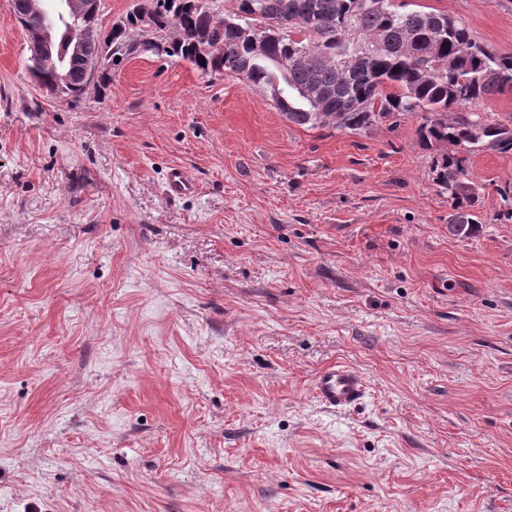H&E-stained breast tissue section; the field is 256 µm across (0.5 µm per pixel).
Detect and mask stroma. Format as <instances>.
<instances>
[{"mask_svg": "<svg viewBox=\"0 0 512 512\" xmlns=\"http://www.w3.org/2000/svg\"><path fill=\"white\" fill-rule=\"evenodd\" d=\"M408 2L512 54V0ZM26 57L0 0V512H512V152L458 238L420 116L305 128L151 54L69 103ZM198 189L195 178L182 168H174L170 172L167 190L172 197L190 195ZM366 387L365 378L357 369L336 361L319 371L314 392L323 406L342 412L362 400Z\"/></svg>", "mask_w": 512, "mask_h": 512, "instance_id": "1", "label": "stroma"}]
</instances>
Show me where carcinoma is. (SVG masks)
I'll use <instances>...</instances> for the list:
<instances>
[{
    "instance_id": "cac0c4a2",
    "label": "carcinoma",
    "mask_w": 512,
    "mask_h": 512,
    "mask_svg": "<svg viewBox=\"0 0 512 512\" xmlns=\"http://www.w3.org/2000/svg\"><path fill=\"white\" fill-rule=\"evenodd\" d=\"M216 0H152L154 47L169 46L165 55L190 62L207 76H234L270 95L289 122L307 128L360 132L401 115L421 114L420 139L429 144L460 146L464 154L444 155L436 164L438 185L453 199L472 201L468 155L485 149L512 151V115L488 121L461 107L489 95L512 90V55H500L471 38L459 20L440 11L408 10L403 0H234V9L217 17ZM15 17L34 29L49 28L55 38L53 57L28 49V71L41 84L63 62L71 86L60 97L80 100L86 93L83 57L99 44L112 48L109 69L137 52L130 32L140 10L132 8L102 30L99 15L84 14L75 27L61 17L28 13L26 0H12ZM85 42L84 56H75L69 36ZM263 37L265 54H254L252 39ZM381 50L342 74L326 61L358 46ZM288 60L281 68L280 60ZM311 85L331 87L335 94L316 103L304 91Z\"/></svg>"
}]
</instances>
